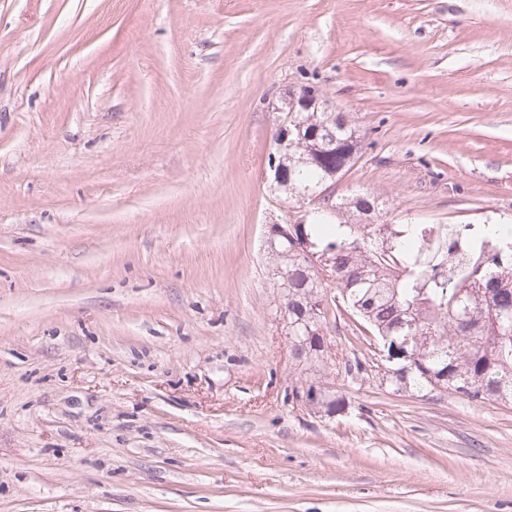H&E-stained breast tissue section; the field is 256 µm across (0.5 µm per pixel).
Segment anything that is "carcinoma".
Wrapping results in <instances>:
<instances>
[{
    "label": "carcinoma",
    "mask_w": 512,
    "mask_h": 512,
    "mask_svg": "<svg viewBox=\"0 0 512 512\" xmlns=\"http://www.w3.org/2000/svg\"><path fill=\"white\" fill-rule=\"evenodd\" d=\"M361 136L336 116V157L306 155L292 170L295 185L315 187L331 165L342 166ZM370 218L385 210L373 198L340 197L336 215ZM273 251L288 271V324L300 305L325 296L311 254H326L336 277L337 304L376 336L399 340L422 328L434 336L422 351L412 345L391 364L397 391H444L471 402L512 403V225L347 224L321 213L288 229Z\"/></svg>",
    "instance_id": "obj_1"
}]
</instances>
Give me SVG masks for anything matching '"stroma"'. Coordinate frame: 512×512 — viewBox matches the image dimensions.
I'll return each instance as SVG.
<instances>
[{
  "label": "stroma",
  "mask_w": 512,
  "mask_h": 512,
  "mask_svg": "<svg viewBox=\"0 0 512 512\" xmlns=\"http://www.w3.org/2000/svg\"><path fill=\"white\" fill-rule=\"evenodd\" d=\"M301 89L337 195L512 222V0H0V512H512V404L394 391L340 309L292 353Z\"/></svg>",
  "instance_id": "35a3bbf8"
}]
</instances>
